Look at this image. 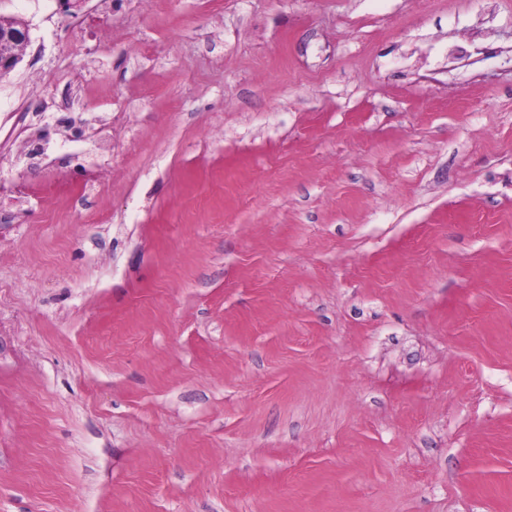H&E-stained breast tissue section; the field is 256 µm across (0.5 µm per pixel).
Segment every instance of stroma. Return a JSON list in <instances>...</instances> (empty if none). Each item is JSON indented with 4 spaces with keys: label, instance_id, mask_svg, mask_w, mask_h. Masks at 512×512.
<instances>
[{
    "label": "stroma",
    "instance_id": "1",
    "mask_svg": "<svg viewBox=\"0 0 512 512\" xmlns=\"http://www.w3.org/2000/svg\"><path fill=\"white\" fill-rule=\"evenodd\" d=\"M0 16V512H512V0ZM30 41L28 24L0 17V73L8 74L22 61Z\"/></svg>",
    "mask_w": 512,
    "mask_h": 512
}]
</instances>
